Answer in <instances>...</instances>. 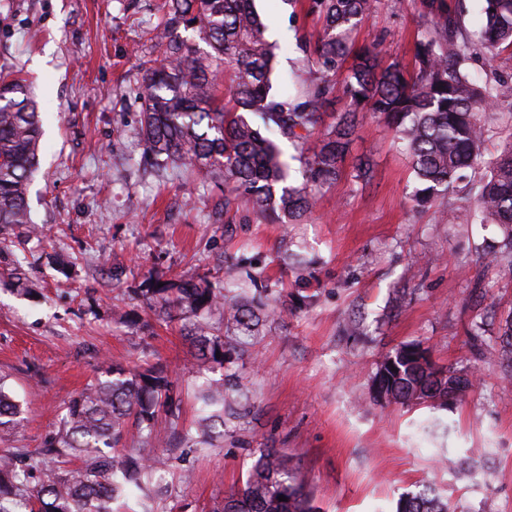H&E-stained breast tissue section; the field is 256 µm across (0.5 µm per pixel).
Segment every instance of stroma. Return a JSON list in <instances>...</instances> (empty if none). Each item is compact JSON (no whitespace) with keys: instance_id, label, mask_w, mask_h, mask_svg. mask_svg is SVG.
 <instances>
[{"instance_id":"35a3bbf8","label":"stroma","mask_w":512,"mask_h":512,"mask_svg":"<svg viewBox=\"0 0 512 512\" xmlns=\"http://www.w3.org/2000/svg\"><path fill=\"white\" fill-rule=\"evenodd\" d=\"M159 3L0 0V74L25 79L44 127L28 197L43 233L0 225V377L26 417L0 430V451L41 448L67 402L115 363L167 373L178 427L192 426L210 373L183 321L156 320L135 290L147 276L256 270L277 282L275 300L303 303L237 360L250 407L213 447L186 455L173 446L175 429L157 430L149 512H212L265 448L292 460L323 512H396L423 482L458 512H512V384L493 350L512 308V272L478 259L495 227L438 223V201L415 208L411 161L370 113L350 155L371 161V181L338 178L305 223L225 213L216 183L188 197L185 175L141 158L138 92ZM256 7L276 76L306 85L303 46L321 28L309 0ZM421 32L415 7L377 0L352 39L380 45L385 63L410 72ZM291 252L311 267L296 272ZM118 301L137 326L113 321ZM408 342L429 346L438 365L477 372L479 385L444 408L377 404L376 367Z\"/></svg>"}]
</instances>
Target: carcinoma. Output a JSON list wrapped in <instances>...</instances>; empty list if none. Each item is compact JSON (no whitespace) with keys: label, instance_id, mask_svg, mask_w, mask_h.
I'll list each match as a JSON object with an SVG mask.
<instances>
[{"label":"carcinoma","instance_id":"carcinoma-1","mask_svg":"<svg viewBox=\"0 0 512 512\" xmlns=\"http://www.w3.org/2000/svg\"><path fill=\"white\" fill-rule=\"evenodd\" d=\"M373 0H311L323 18L322 34L306 56L316 77L295 93L273 91L274 51L254 0H162V18L153 28L159 59L144 70L140 138L163 169L194 175L193 189L224 183V208L250 206L264 218L301 224L316 207L321 189L342 174L355 185L371 178L359 161L345 168L352 136L364 113L384 119L399 148L412 162L417 181L413 201L423 206L446 200L440 220L450 224L499 227L500 244H489L482 258L508 261L512 272V81L496 71L478 83L463 69L474 57L494 59L512 52V0H484L485 23L464 36L462 12L453 0H419L425 26L416 44V72L381 64L375 47H357L352 31ZM346 69L347 105L333 122L323 108L335 97L333 76ZM230 77V96L217 91ZM510 130L503 152L484 174L483 149L490 122ZM43 121L24 80L0 81V224L31 223L28 193L38 173ZM298 151L304 181L288 184L289 166L279 140ZM258 294L245 295L244 282ZM241 281L232 273L164 282L151 276L136 289L162 321L178 313L191 318L190 335L204 364L221 371L196 393L201 403L194 431L182 433L177 447L200 450L224 436V401L239 391L232 367L259 343V325L272 317L261 293L269 291L262 274ZM219 312L221 326L208 317ZM498 335L504 376L512 379V308L502 315ZM477 383L472 372L445 369L420 343L397 347L379 363L372 378L373 399L408 407L433 401L448 405ZM172 383L161 370L112 365L66 406L60 428L36 456L22 451L0 454V512H119L113 504L136 488L149 495L145 478L153 466L147 449L152 431L165 419L177 423L170 397ZM20 404L0 378V428H17ZM78 457L81 465L58 467ZM286 500H278L279 496ZM213 512H320L294 467L274 448H266L243 486L224 496ZM397 512H456L427 484L403 495Z\"/></svg>","mask_w":512,"mask_h":512}]
</instances>
